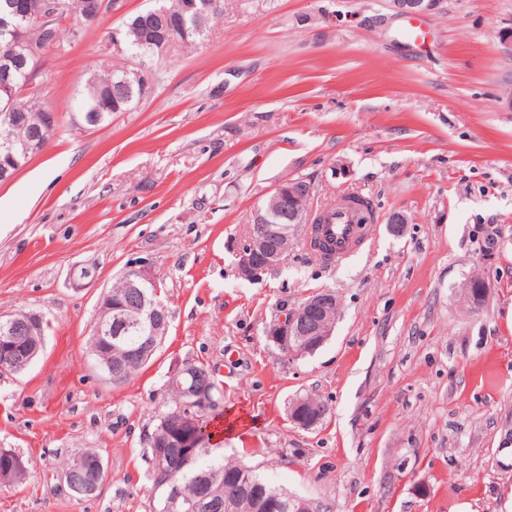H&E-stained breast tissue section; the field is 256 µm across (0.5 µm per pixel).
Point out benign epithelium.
Instances as JSON below:
<instances>
[{
	"mask_svg": "<svg viewBox=\"0 0 512 512\" xmlns=\"http://www.w3.org/2000/svg\"><path fill=\"white\" fill-rule=\"evenodd\" d=\"M442 0H390L391 7L404 17H419L437 10ZM72 14L71 5L66 0H43L41 11L33 19H28L16 4L15 0H6L0 5V30L6 37L0 41V89L4 90L7 99L4 101V112L0 113L5 126L14 127L18 112L22 111L18 104L19 94L12 85L13 72L27 67L28 59L44 57L55 47L56 27L60 20ZM114 17L126 15V0H99L97 10L85 13L82 24H94L102 15ZM32 21L41 32V39L35 43L28 40L24 24ZM139 41L143 45H156L165 51L177 44V40L167 38L163 32L154 29H143L139 32ZM56 113L48 110L43 114L42 125L35 128L23 145L26 155L39 153L47 142V136L55 128ZM312 184L303 180L280 183L269 196L270 207H261L255 212L253 224L250 225L246 242L237 253V273L249 281L259 282L264 275L277 268L287 259L293 240L300 237L305 241L317 240V229L311 224L309 213L288 208V202L302 196L313 195ZM127 291L123 301L114 305L103 299L100 302L97 319V335L103 343L101 355L108 359V376L118 383L123 376L124 361L131 357L146 358L153 353L159 340L166 335L169 321L165 305L153 296L146 300L142 288L152 286L158 288L157 282L143 267L132 268L124 275ZM488 282L479 283L466 281L462 292L467 296L471 307L479 308L487 296ZM339 305L336 293L323 289L311 295L298 307L283 309L280 314L266 327L265 336L279 350L292 356H302L322 347L332 336ZM145 324L150 335L143 337L141 344L125 350L116 359H110L112 324L126 326L128 323ZM44 318L34 312H27L19 318L9 315L0 319V327L4 336L0 342L8 347L6 358L10 366L0 363V374L19 373L25 370L34 356L40 351L42 343L25 344L28 336L43 335ZM190 413L183 420L186 427L187 440L185 447L197 448L209 440V416L211 404L209 387L206 384L196 385L186 390ZM309 400L299 398L289 407L290 420L302 428H309L315 420L307 415ZM78 467L88 473L89 478L85 490L80 491L66 478L69 490L81 496H90L101 488L107 475L99 457L92 455L78 462ZM247 492L253 494L262 507L263 512H276L277 502L267 496V491L258 484L251 483Z\"/></svg>",
	"mask_w": 512,
	"mask_h": 512,
	"instance_id": "benign-epithelium-1",
	"label": "benign epithelium"
}]
</instances>
